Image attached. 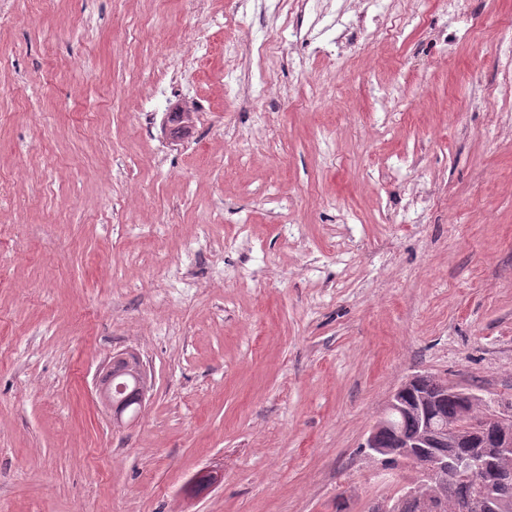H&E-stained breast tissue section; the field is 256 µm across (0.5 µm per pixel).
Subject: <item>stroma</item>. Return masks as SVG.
Listing matches in <instances>:
<instances>
[{
	"instance_id": "35a3bbf8",
	"label": "stroma",
	"mask_w": 512,
	"mask_h": 512,
	"mask_svg": "<svg viewBox=\"0 0 512 512\" xmlns=\"http://www.w3.org/2000/svg\"><path fill=\"white\" fill-rule=\"evenodd\" d=\"M401 8L307 0L303 41L234 73L274 0L0 17V512H371L415 479L364 447L407 378L512 397V0H421L323 56ZM188 48L199 121L166 134L152 81ZM125 351L151 397L116 430L94 382Z\"/></svg>"
}]
</instances>
